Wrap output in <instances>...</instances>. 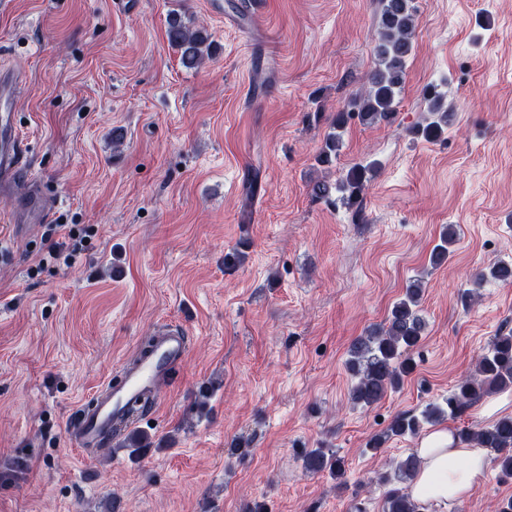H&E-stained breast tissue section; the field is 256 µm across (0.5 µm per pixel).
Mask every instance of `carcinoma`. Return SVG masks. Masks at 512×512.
<instances>
[{"label": "carcinoma", "instance_id": "obj_1", "mask_svg": "<svg viewBox=\"0 0 512 512\" xmlns=\"http://www.w3.org/2000/svg\"><path fill=\"white\" fill-rule=\"evenodd\" d=\"M380 26L375 40L376 66L368 77L363 93L351 103V111L338 112L327 134L317 162L328 165L336 157L341 143V131L348 120L355 117L364 125L391 122L395 117L396 99L402 91L406 77V63L414 49V0H379ZM167 37L170 44L180 52L181 64L187 69L198 67L210 49L209 35L203 27H191L178 16L169 18ZM427 112L433 119L416 128L427 139L441 135L448 126L452 114L444 107L443 96L436 89L426 91ZM370 168L356 165L346 175L331 185L318 182L313 192L318 198H329L331 191L351 207H359L362 195L370 181ZM456 230L453 225L443 232L440 242L431 252V265L439 267L445 263L455 243ZM487 279L504 284L512 283V263L497 262L488 270L479 272L475 284ZM421 284L406 288L403 298L391 308L385 322L373 327L364 336L358 337L349 349L348 370L355 379L352 402L361 407H370L380 402L388 391L397 388L409 375L414 364L410 357L422 340L426 323L420 310ZM512 389V331L501 332L493 338L487 350L477 360L474 372L457 380L448 398L428 404L420 414L396 415L387 428L374 435L367 443L370 449L383 446L391 436H415L425 424H436L458 417L466 408L484 397ZM459 442L475 448H484L491 461L506 476L512 477V416L505 415L491 424L457 431ZM421 460L408 454L391 463L392 474L381 477L384 482L393 479L408 483L414 479ZM305 469L321 472L326 468L335 471L337 477L344 476V462L338 456L328 455L317 448L304 455ZM385 512H420L421 505L406 488H391L386 492Z\"/></svg>", "mask_w": 512, "mask_h": 512}]
</instances>
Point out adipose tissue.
Here are the masks:
<instances>
[{
	"label": "adipose tissue",
	"instance_id": "adipose-tissue-1",
	"mask_svg": "<svg viewBox=\"0 0 512 512\" xmlns=\"http://www.w3.org/2000/svg\"><path fill=\"white\" fill-rule=\"evenodd\" d=\"M416 454L421 466L410 492L429 512H447L449 505L467 501L488 464L484 449L455 446L443 429L424 435Z\"/></svg>",
	"mask_w": 512,
	"mask_h": 512
}]
</instances>
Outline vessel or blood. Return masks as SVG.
<instances>
[{
  "label": "vessel or blood",
  "instance_id": "vessel-or-blood-1",
  "mask_svg": "<svg viewBox=\"0 0 512 512\" xmlns=\"http://www.w3.org/2000/svg\"><path fill=\"white\" fill-rule=\"evenodd\" d=\"M15 80L0 77V190L16 194L22 212L40 223L48 215L46 196L32 185L26 147L12 122ZM190 348L185 330L160 324L148 336L134 359L121 362L114 377L81 405L69 423L74 445L90 454L108 446L117 431L139 418L149 417L160 388L171 382Z\"/></svg>",
  "mask_w": 512,
  "mask_h": 512
}]
</instances>
